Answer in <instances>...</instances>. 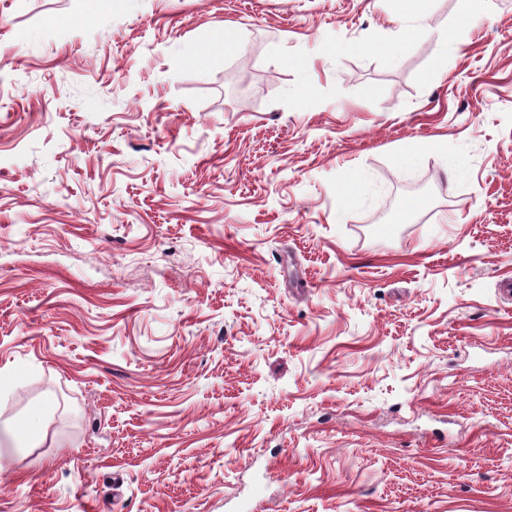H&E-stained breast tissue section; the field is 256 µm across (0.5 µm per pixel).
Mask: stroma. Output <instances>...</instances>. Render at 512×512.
Here are the masks:
<instances>
[{
  "label": "stroma",
  "instance_id": "35a3bbf8",
  "mask_svg": "<svg viewBox=\"0 0 512 512\" xmlns=\"http://www.w3.org/2000/svg\"><path fill=\"white\" fill-rule=\"evenodd\" d=\"M401 26L0 0V512H512V0ZM431 153H444L443 143L441 141H430L412 145L402 155L401 163L414 165L420 162L425 155Z\"/></svg>",
  "mask_w": 512,
  "mask_h": 512
}]
</instances>
